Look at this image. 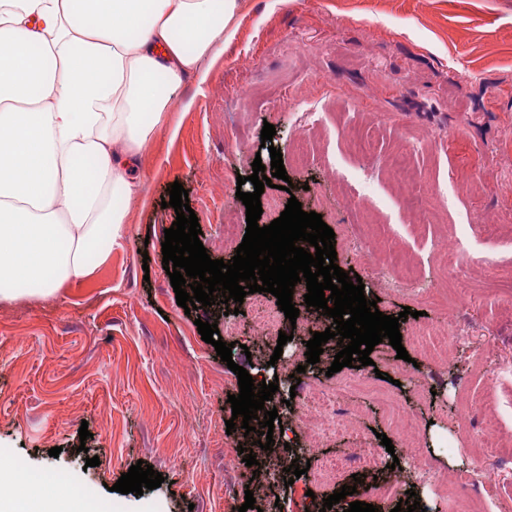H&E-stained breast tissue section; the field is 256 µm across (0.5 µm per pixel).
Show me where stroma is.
<instances>
[{
  "instance_id": "35a3bbf8",
  "label": "stroma",
  "mask_w": 512,
  "mask_h": 512,
  "mask_svg": "<svg viewBox=\"0 0 512 512\" xmlns=\"http://www.w3.org/2000/svg\"><path fill=\"white\" fill-rule=\"evenodd\" d=\"M239 2L205 82L188 80L175 96L177 133L153 134L123 239L56 297L0 303V457L22 460L23 484L69 485L87 512H239L249 493L262 512H318L352 483V500L378 512H392L410 489L424 512H457L463 497L512 512V464L486 472L480 462L481 445L512 442V322L500 320L512 298L498 277L512 269V0ZM371 120L374 147L355 153L350 144ZM267 123L293 186L265 188L260 225L293 196L333 229L348 275H365L373 254L412 270L411 285L382 271L364 288L384 314L413 310L400 327L408 360L382 342L371 365L333 374L336 340L324 343L317 366L306 363L307 341L325 330L323 312L309 309L305 328L282 320L293 339L281 346L247 307L230 315L220 302L177 305L162 263L176 213L162 200L181 183L208 255L231 260L237 246L218 228L246 229V207L225 196L224 182L241 175L253 191L254 159L271 163L260 138ZM401 149L408 165L388 168ZM467 163L483 174L469 191ZM458 248L460 278L443 267ZM200 320L217 322L251 376L285 379L301 365L304 389L335 386L343 432L293 437L290 451L314 466L342 459L335 480L305 473L281 490L254 479L241 429L225 425L235 375L202 340ZM425 327L451 335L446 360L420 346ZM382 433L393 452L380 466H357L352 454L379 447ZM55 446L59 456H49ZM413 447L425 459L412 458ZM90 455L99 466L87 467ZM139 462L162 473L161 486L115 492Z\"/></svg>"
}]
</instances>
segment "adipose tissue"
Segmentation results:
<instances>
[{
    "label": "adipose tissue",
    "mask_w": 512,
    "mask_h": 512,
    "mask_svg": "<svg viewBox=\"0 0 512 512\" xmlns=\"http://www.w3.org/2000/svg\"><path fill=\"white\" fill-rule=\"evenodd\" d=\"M238 0H0V302L49 298L124 236L172 97L205 79ZM0 512H80L0 463Z\"/></svg>",
    "instance_id": "obj_1"
}]
</instances>
